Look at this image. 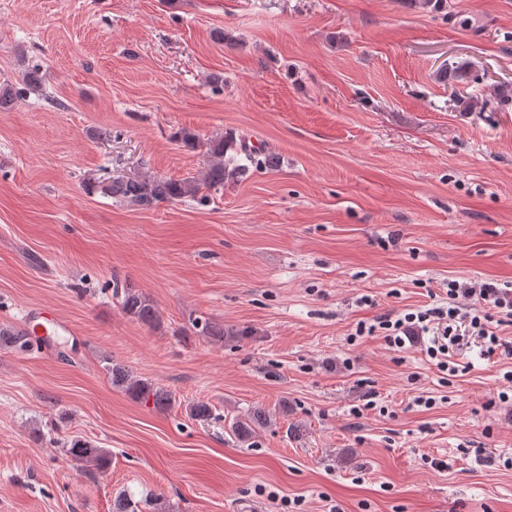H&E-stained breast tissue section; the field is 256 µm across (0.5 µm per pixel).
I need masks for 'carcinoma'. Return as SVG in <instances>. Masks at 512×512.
<instances>
[{
    "label": "carcinoma",
    "mask_w": 512,
    "mask_h": 512,
    "mask_svg": "<svg viewBox=\"0 0 512 512\" xmlns=\"http://www.w3.org/2000/svg\"><path fill=\"white\" fill-rule=\"evenodd\" d=\"M208 157L203 183L195 180L172 179L152 175L138 178H114L94 185L95 190L112 198H121L131 203L147 205L154 202L174 201L186 197H196L201 188L215 191L224 184L243 176L249 168L266 169L274 166V158L263 152L251 139L229 130L205 143ZM112 295L119 301L126 316L145 325L156 323L158 314L153 301L139 289L115 278L112 281ZM0 336L16 350L30 348V343L22 332L0 329ZM112 385L136 399L153 400L160 408L172 405V395L151 383L138 379L118 364L106 366ZM269 415L256 409L245 419L232 424V431L241 440L251 439L256 429L267 425ZM64 454L83 468H100L108 459L109 450L101 448L90 440L74 437L64 443Z\"/></svg>",
    "instance_id": "cac0c4a2"
}]
</instances>
